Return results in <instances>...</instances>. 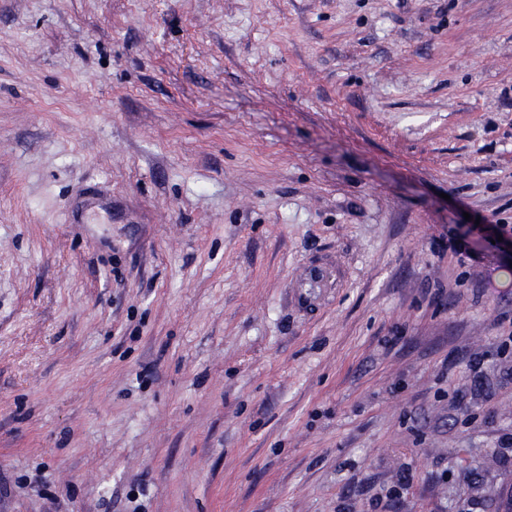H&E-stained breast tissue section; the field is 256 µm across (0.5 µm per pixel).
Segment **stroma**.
I'll return each instance as SVG.
<instances>
[{
    "label": "stroma",
    "mask_w": 512,
    "mask_h": 512,
    "mask_svg": "<svg viewBox=\"0 0 512 512\" xmlns=\"http://www.w3.org/2000/svg\"><path fill=\"white\" fill-rule=\"evenodd\" d=\"M507 91L512 0H0V512H512Z\"/></svg>",
    "instance_id": "stroma-1"
}]
</instances>
